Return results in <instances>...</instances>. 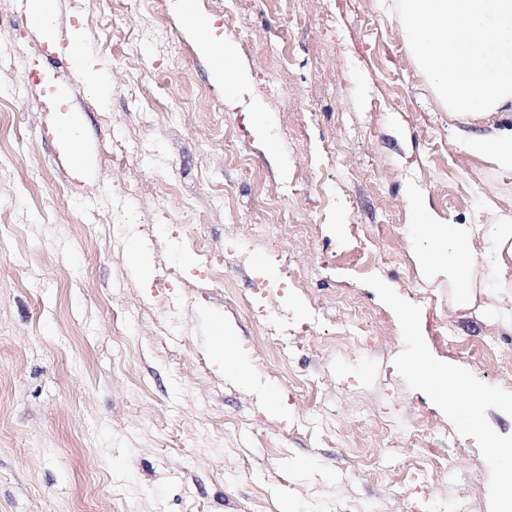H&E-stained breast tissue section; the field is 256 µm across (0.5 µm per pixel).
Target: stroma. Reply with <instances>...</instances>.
I'll return each mask as SVG.
<instances>
[{
    "mask_svg": "<svg viewBox=\"0 0 512 512\" xmlns=\"http://www.w3.org/2000/svg\"><path fill=\"white\" fill-rule=\"evenodd\" d=\"M192 2L54 0L49 41L0 0V512H501L512 254L488 227L512 175L463 140L512 112L445 109L391 0ZM414 192L480 225L463 283L423 265ZM235 70L234 52L232 47L224 43V66L222 65L217 70L218 79L224 80V91L227 96L235 95L239 92L241 83L240 78L234 79L232 77ZM414 371L419 375L420 379L425 383L432 385L435 389L451 391L453 399L452 404L466 409L472 419L473 424L476 423L475 414L478 401L476 397L468 390L461 389L456 386V382L448 374L430 366L425 365L422 361L416 360L413 364Z\"/></svg>",
    "mask_w": 512,
    "mask_h": 512,
    "instance_id": "obj_1",
    "label": "stroma"
}]
</instances>
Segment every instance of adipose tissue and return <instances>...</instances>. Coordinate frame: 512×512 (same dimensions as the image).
I'll list each match as a JSON object with an SVG mask.
<instances>
[{
  "label": "adipose tissue",
  "mask_w": 512,
  "mask_h": 512,
  "mask_svg": "<svg viewBox=\"0 0 512 512\" xmlns=\"http://www.w3.org/2000/svg\"><path fill=\"white\" fill-rule=\"evenodd\" d=\"M466 147L471 153L488 158L502 169L512 172L511 127L502 128L490 136L472 137L467 141ZM412 205L427 240L423 255L425 265L443 268L447 271L449 280L465 281L469 266V228L442 222L423 206L420 198H413Z\"/></svg>",
  "instance_id": "ef3b65f1"
}]
</instances>
